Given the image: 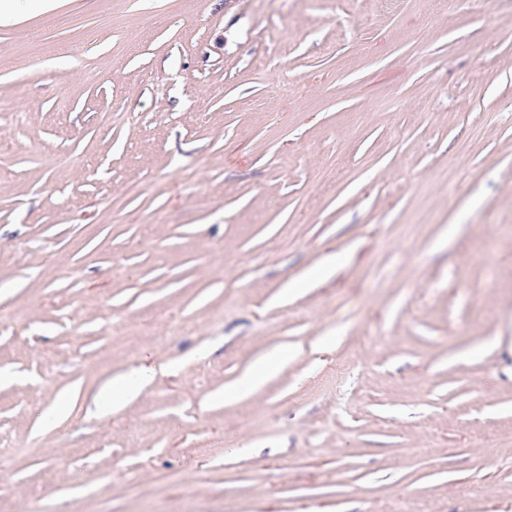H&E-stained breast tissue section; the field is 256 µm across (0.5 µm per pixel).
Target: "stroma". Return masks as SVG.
Returning a JSON list of instances; mask_svg holds the SVG:
<instances>
[{
	"mask_svg": "<svg viewBox=\"0 0 512 512\" xmlns=\"http://www.w3.org/2000/svg\"><path fill=\"white\" fill-rule=\"evenodd\" d=\"M0 96L10 512H512V0H62ZM288 354L282 352L270 357L258 359L248 372V381L253 388L258 387L272 376L278 369L280 362L286 358ZM160 373H164L162 367L157 369L155 364L146 360L131 372L116 375L103 384L94 398L95 404L100 407L102 402L107 401L112 407V412L120 411L127 402L138 398L150 387Z\"/></svg>",
	"mask_w": 512,
	"mask_h": 512,
	"instance_id": "35a3bbf8",
	"label": "stroma"
}]
</instances>
